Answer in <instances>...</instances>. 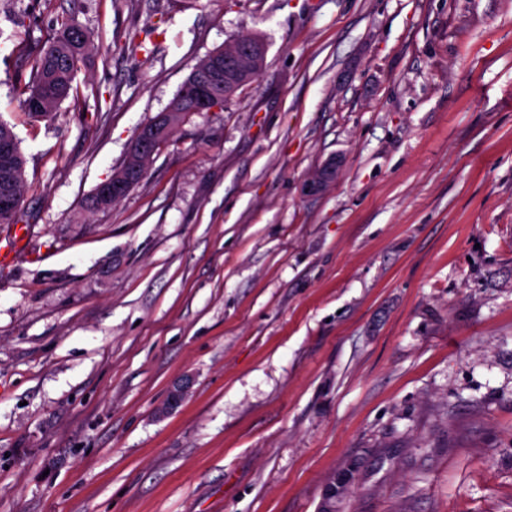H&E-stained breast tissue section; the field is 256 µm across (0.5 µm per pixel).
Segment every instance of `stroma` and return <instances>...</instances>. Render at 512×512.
<instances>
[{
  "label": "stroma",
  "mask_w": 512,
  "mask_h": 512,
  "mask_svg": "<svg viewBox=\"0 0 512 512\" xmlns=\"http://www.w3.org/2000/svg\"><path fill=\"white\" fill-rule=\"evenodd\" d=\"M65 18L80 94L29 118ZM242 36L260 74L87 209ZM0 120V512H512V0H0ZM0 144H8L11 151L4 156L0 154V194L9 193L21 204L25 180L26 159L19 149L13 128L0 122ZM11 195L0 196V210L15 211L18 204ZM165 128L164 125L141 128L130 145L132 152L148 158L154 155L160 141L158 134ZM138 159L135 156H130L129 151L127 156L123 159L122 163L114 169L112 175H125L135 164ZM132 171H129L125 177L112 176L97 186V192L100 198H116L121 195L126 183H131Z\"/></svg>",
  "instance_id": "obj_1"
}]
</instances>
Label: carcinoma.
I'll list each match as a JSON object with an SVG mask.
<instances>
[{
	"mask_svg": "<svg viewBox=\"0 0 512 512\" xmlns=\"http://www.w3.org/2000/svg\"><path fill=\"white\" fill-rule=\"evenodd\" d=\"M91 46L90 36L73 23H64L55 40L35 55H27L33 78L22 90L20 105L31 118L52 116L60 104L74 92V77L79 64L85 59ZM173 123L163 134L169 139L183 121L184 115L191 111V102L181 99L176 93L169 105ZM0 144H8L11 151L0 154V194L9 193L22 200L25 180L26 159L19 149L13 128L0 122ZM139 165L136 181L146 174L148 161L138 162L134 156L127 155L114 169L113 174L124 175L134 165Z\"/></svg>",
	"mask_w": 512,
	"mask_h": 512,
	"instance_id": "1",
	"label": "carcinoma"
}]
</instances>
